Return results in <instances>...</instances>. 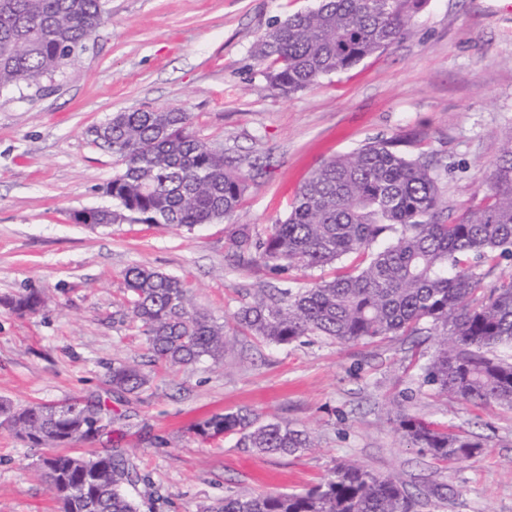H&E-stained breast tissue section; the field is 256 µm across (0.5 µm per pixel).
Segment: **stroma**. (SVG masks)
<instances>
[{"mask_svg":"<svg viewBox=\"0 0 512 512\" xmlns=\"http://www.w3.org/2000/svg\"><path fill=\"white\" fill-rule=\"evenodd\" d=\"M315 0H109L88 49L44 92L0 93V297L39 291V314L0 307V397L16 405L101 394L119 361L146 363L123 304L124 273L145 265L185 280L195 307L223 325L216 363L156 369L149 388L113 401L112 438L132 450L149 512H203L227 494L299 491L353 462L403 482L417 512H512V410L476 406L424 384L412 365L429 334L338 344L266 345L234 313L281 282L237 264L239 225L286 218L324 160L391 137L425 153L449 208L480 198L512 143V0H426L408 35L291 96L272 91L251 51L275 20ZM193 114L191 130L248 176L221 224L92 229L72 211L110 205L118 169L91 129L138 107ZM251 409L306 430L311 448L264 455L235 439L204 443L188 425ZM408 413L479 442L462 464L432 459L397 427ZM448 490L445 501L429 497ZM36 455L0 428V512H54Z\"/></svg>","mask_w":512,"mask_h":512,"instance_id":"1","label":"stroma"}]
</instances>
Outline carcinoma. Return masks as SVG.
I'll return each instance as SVG.
<instances>
[{"label":"carcinoma","instance_id":"cac0c4a2","mask_svg":"<svg viewBox=\"0 0 512 512\" xmlns=\"http://www.w3.org/2000/svg\"><path fill=\"white\" fill-rule=\"evenodd\" d=\"M424 0H318L273 23L252 49L269 87L288 96L387 49L408 31ZM106 0H0V91L43 87L84 53L106 19ZM190 113L136 108L96 128L95 141L122 166L110 181L112 205L95 224L186 227L231 220L246 177L222 154L204 149ZM402 138L370 141L324 161L302 183L287 218L238 228L231 245L244 266L280 278L355 255L360 262L308 288L263 294L234 314L238 328L269 345L305 336L340 344L428 330L439 347L421 370L426 382L465 401L512 410V275L476 292L490 269L512 259V144L482 198L454 215L424 153ZM137 335L165 366L224 357V327L196 309L185 282L146 266L124 274ZM21 314L42 304L36 291L0 299ZM107 381L121 397L149 387L140 365L116 362ZM55 414L0 400L55 493L58 512H139L129 488L142 480L123 448L73 453L108 433L115 416L98 396ZM403 438L437 460L465 462L479 444L422 418L398 419ZM203 442L233 436L242 448L292 455L311 447L308 433L251 410L214 413L188 428ZM403 484L354 463L336 466L298 492L227 495L206 512H416Z\"/></svg>","mask_w":512,"mask_h":512}]
</instances>
